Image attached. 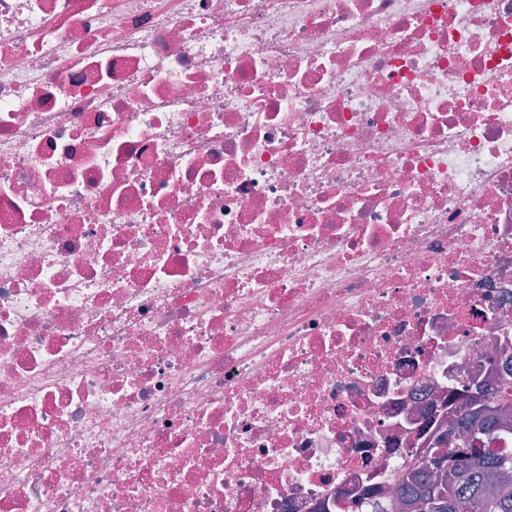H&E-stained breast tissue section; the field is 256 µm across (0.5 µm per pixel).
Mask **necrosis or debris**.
Returning <instances> with one entry per match:
<instances>
[{"mask_svg": "<svg viewBox=\"0 0 512 512\" xmlns=\"http://www.w3.org/2000/svg\"><path fill=\"white\" fill-rule=\"evenodd\" d=\"M506 337L512 0H0V512H396Z\"/></svg>", "mask_w": 512, "mask_h": 512, "instance_id": "4bbe7bcc", "label": "necrosis or debris"}]
</instances>
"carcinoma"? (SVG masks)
<instances>
[{"label": "carcinoma", "mask_w": 512, "mask_h": 512, "mask_svg": "<svg viewBox=\"0 0 512 512\" xmlns=\"http://www.w3.org/2000/svg\"><path fill=\"white\" fill-rule=\"evenodd\" d=\"M448 429L430 437L397 486L404 512H512V452L493 447L512 430V377L496 388L451 392Z\"/></svg>", "instance_id": "carcinoma-1"}]
</instances>
